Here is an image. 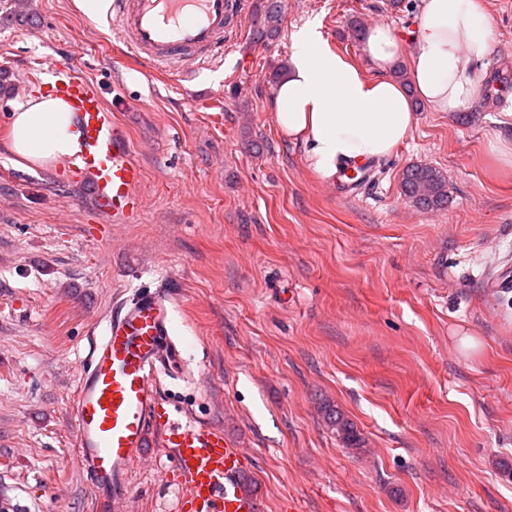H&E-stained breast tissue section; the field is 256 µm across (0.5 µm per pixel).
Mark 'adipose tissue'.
<instances>
[{
  "label": "adipose tissue",
  "instance_id": "obj_1",
  "mask_svg": "<svg viewBox=\"0 0 512 512\" xmlns=\"http://www.w3.org/2000/svg\"><path fill=\"white\" fill-rule=\"evenodd\" d=\"M491 35L485 0H420L412 49L389 25L368 30L362 51L375 75L367 78L328 47L317 25L305 24L291 35V69L273 91L275 122L286 137L303 139L328 176L351 160L388 157L415 123L413 98L440 112L470 109L486 79ZM404 52L406 85L391 75ZM11 147L40 166L75 150L68 106L51 95L13 102Z\"/></svg>",
  "mask_w": 512,
  "mask_h": 512
}]
</instances>
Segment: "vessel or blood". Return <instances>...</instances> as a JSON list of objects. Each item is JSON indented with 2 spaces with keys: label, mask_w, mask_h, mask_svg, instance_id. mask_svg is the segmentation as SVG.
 <instances>
[{
  "label": "vessel or blood",
  "mask_w": 512,
  "mask_h": 512,
  "mask_svg": "<svg viewBox=\"0 0 512 512\" xmlns=\"http://www.w3.org/2000/svg\"><path fill=\"white\" fill-rule=\"evenodd\" d=\"M109 12L125 55L152 78L166 67L221 58L243 7L242 0H112ZM39 73L54 75L53 92L75 115L77 150L62 166L76 182L89 184L99 211L118 224L134 222L144 207L143 169L97 86L50 59ZM366 170L348 165L329 185L337 197L356 198L370 181ZM184 355L162 293L148 291L113 307L106 333L92 343L79 375L77 464L105 501L125 503L131 468L153 433L179 477L174 512H259L241 483L247 453L232 446L223 428L180 412L162 392L161 374L183 365Z\"/></svg>",
  "instance_id": "b4317fda"
}]
</instances>
